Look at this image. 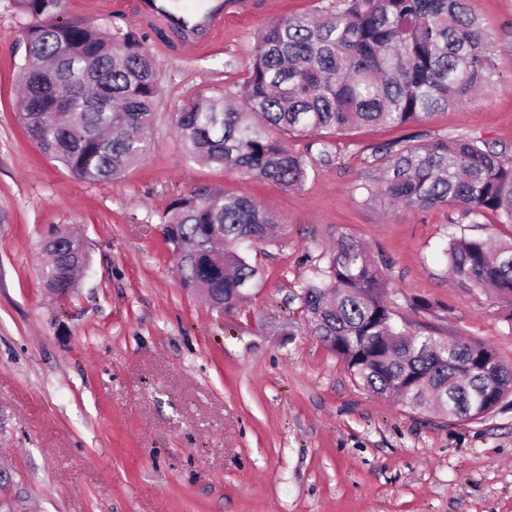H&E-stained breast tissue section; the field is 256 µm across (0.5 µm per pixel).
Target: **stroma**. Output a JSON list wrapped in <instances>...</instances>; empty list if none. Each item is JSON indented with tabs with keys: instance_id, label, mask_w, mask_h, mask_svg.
<instances>
[{
	"instance_id": "stroma-1",
	"label": "stroma",
	"mask_w": 512,
	"mask_h": 512,
	"mask_svg": "<svg viewBox=\"0 0 512 512\" xmlns=\"http://www.w3.org/2000/svg\"><path fill=\"white\" fill-rule=\"evenodd\" d=\"M129 5L58 10L137 32L159 75L149 153L91 183L45 157L17 119L31 19L0 0V500L26 512H512V401L469 421L383 398L310 335L297 297L347 235L370 248L399 316L512 366V305L458 284L442 255L449 235L512 226L358 189L376 147L407 136H476L512 158V0H470L495 41L479 95L425 123L337 135L334 160L308 155L295 191L190 158L172 117L195 93L242 80L260 27L320 0H260L257 18L230 19L194 60L169 53ZM194 191L253 197L282 221L278 242L247 249L261 277L228 313L183 287L160 231ZM62 231L90 261L55 298L41 245Z\"/></svg>"
}]
</instances>
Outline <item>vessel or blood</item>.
<instances>
[{
	"mask_svg": "<svg viewBox=\"0 0 512 512\" xmlns=\"http://www.w3.org/2000/svg\"><path fill=\"white\" fill-rule=\"evenodd\" d=\"M172 0H136L141 25L159 27L174 39L181 56L191 57L209 47L224 32V20L234 13L254 14V0H202L200 7H172Z\"/></svg>",
	"mask_w": 512,
	"mask_h": 512,
	"instance_id": "vessel-or-blood-1",
	"label": "vessel or blood"
}]
</instances>
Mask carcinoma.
Returning <instances> with one entry per match:
<instances>
[{
  "instance_id": "obj_1",
  "label": "carcinoma",
  "mask_w": 512,
  "mask_h": 512,
  "mask_svg": "<svg viewBox=\"0 0 512 512\" xmlns=\"http://www.w3.org/2000/svg\"><path fill=\"white\" fill-rule=\"evenodd\" d=\"M15 3L35 19L25 31L28 59H61L55 92L70 96L75 114H52L55 96L36 95L29 66L20 124L76 177L116 178L151 144L159 85L143 42L106 23L58 21L60 0ZM492 68L493 38L469 0H329L314 16L260 28L249 73L234 92L241 107L198 93L175 113L173 126L190 157L296 190L308 164L288 138L318 135L319 161L329 163L336 135L362 125L422 123L473 95ZM374 162L380 175L362 186L370 198L409 209L451 207L466 217L493 214L512 224V159L479 137L393 141L375 150ZM279 227L248 196L192 192L171 203L163 237L178 250L183 285L210 289V302L229 312L259 276L238 246L270 243ZM44 251L59 255L43 272L44 287L67 294L88 264L85 247L60 233ZM444 255L458 282L512 305V237L453 236ZM297 298L310 334L376 394L415 410L431 395L458 420L482 419L512 395V368L489 347L423 335L397 319L373 258L352 237H338Z\"/></svg>"
}]
</instances>
